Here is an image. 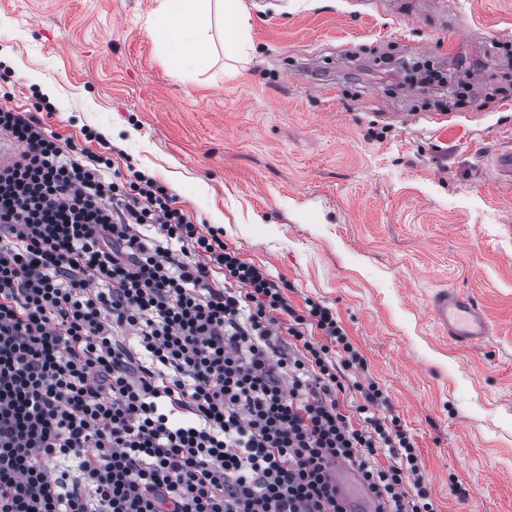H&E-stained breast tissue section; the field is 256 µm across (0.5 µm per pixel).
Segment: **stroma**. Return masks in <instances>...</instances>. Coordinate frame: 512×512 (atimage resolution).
Wrapping results in <instances>:
<instances>
[{
  "instance_id": "35a3bbf8",
  "label": "stroma",
  "mask_w": 512,
  "mask_h": 512,
  "mask_svg": "<svg viewBox=\"0 0 512 512\" xmlns=\"http://www.w3.org/2000/svg\"><path fill=\"white\" fill-rule=\"evenodd\" d=\"M254 51L155 38L159 0H0V106L157 179L297 306L332 307L439 512H512V0H242ZM491 324L462 348L432 295Z\"/></svg>"
}]
</instances>
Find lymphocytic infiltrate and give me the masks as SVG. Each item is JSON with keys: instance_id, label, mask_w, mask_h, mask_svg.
Masks as SVG:
<instances>
[{"instance_id": "f902f5d3", "label": "lymphocytic infiltrate", "mask_w": 512, "mask_h": 512, "mask_svg": "<svg viewBox=\"0 0 512 512\" xmlns=\"http://www.w3.org/2000/svg\"><path fill=\"white\" fill-rule=\"evenodd\" d=\"M0 131V512H345L339 460L375 512H438L331 307L155 178L7 107ZM353 474V470L341 462H337L336 466L333 468V479L336 483L338 496L345 502L347 512H360V509L355 507V500L347 491L349 477Z\"/></svg>"}]
</instances>
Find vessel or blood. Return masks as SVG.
I'll use <instances>...</instances> for the list:
<instances>
[{
  "label": "vessel or blood",
  "instance_id": "b4317fda",
  "mask_svg": "<svg viewBox=\"0 0 512 512\" xmlns=\"http://www.w3.org/2000/svg\"><path fill=\"white\" fill-rule=\"evenodd\" d=\"M433 316L449 338L462 345H475L483 342L491 333L490 324L478 303L470 296L455 290L439 291L432 304ZM352 470L344 463H337L333 469L338 496L347 512H359L353 498L347 491Z\"/></svg>",
  "mask_w": 512,
  "mask_h": 512
}]
</instances>
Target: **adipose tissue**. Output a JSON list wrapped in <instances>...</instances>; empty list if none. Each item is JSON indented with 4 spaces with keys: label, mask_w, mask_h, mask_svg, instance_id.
Masks as SVG:
<instances>
[{
    "label": "adipose tissue",
    "mask_w": 512,
    "mask_h": 512,
    "mask_svg": "<svg viewBox=\"0 0 512 512\" xmlns=\"http://www.w3.org/2000/svg\"><path fill=\"white\" fill-rule=\"evenodd\" d=\"M222 24V38L227 52L246 55L248 16L241 0H161L159 7L158 39H165L168 28L176 27L193 40L198 55H205L212 39L214 22Z\"/></svg>",
    "instance_id": "adipose-tissue-1"
}]
</instances>
